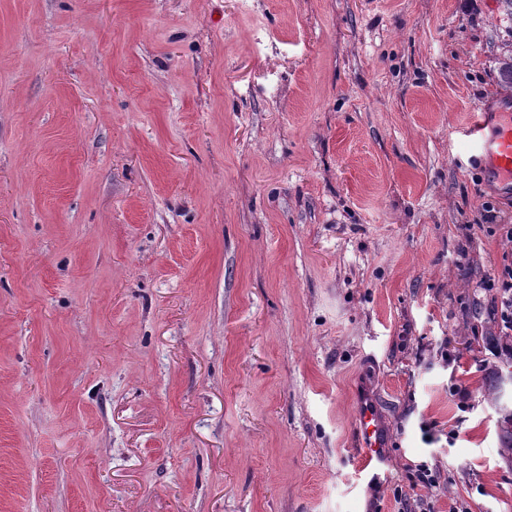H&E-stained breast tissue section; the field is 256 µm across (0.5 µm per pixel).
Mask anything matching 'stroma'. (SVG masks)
<instances>
[{
    "label": "stroma",
    "instance_id": "stroma-1",
    "mask_svg": "<svg viewBox=\"0 0 512 512\" xmlns=\"http://www.w3.org/2000/svg\"><path fill=\"white\" fill-rule=\"evenodd\" d=\"M511 49L500 0H0V512H396L420 463L512 512L465 137ZM356 431L361 453L356 459V469L368 477L369 468L380 466L391 447V436L380 415V405L366 384L357 407Z\"/></svg>",
    "mask_w": 512,
    "mask_h": 512
}]
</instances>
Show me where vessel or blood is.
<instances>
[{
  "label": "vessel or blood",
  "instance_id": "1",
  "mask_svg": "<svg viewBox=\"0 0 512 512\" xmlns=\"http://www.w3.org/2000/svg\"><path fill=\"white\" fill-rule=\"evenodd\" d=\"M472 158L481 162L496 186L512 192V109L494 105L480 112L466 131ZM356 431L361 453L356 459L360 475L380 466L391 446V436L380 415V405L363 391L357 407Z\"/></svg>",
  "mask_w": 512,
  "mask_h": 512
}]
</instances>
